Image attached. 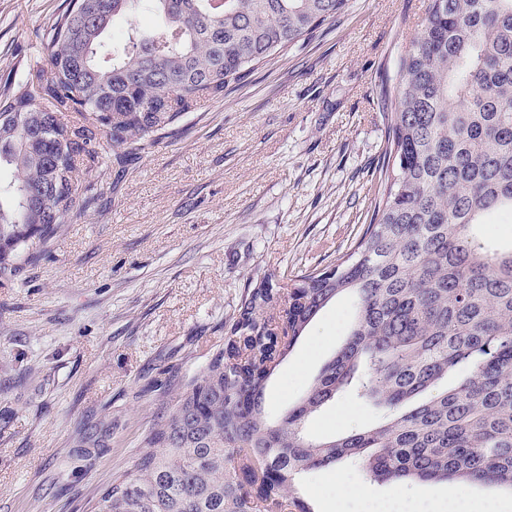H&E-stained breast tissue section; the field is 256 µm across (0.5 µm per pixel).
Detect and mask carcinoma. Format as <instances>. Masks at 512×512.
<instances>
[{
  "instance_id": "cac0c4a2",
  "label": "carcinoma",
  "mask_w": 512,
  "mask_h": 512,
  "mask_svg": "<svg viewBox=\"0 0 512 512\" xmlns=\"http://www.w3.org/2000/svg\"><path fill=\"white\" fill-rule=\"evenodd\" d=\"M347 5L69 0L42 35L47 77L0 87V278L19 276L90 204L74 161L86 157L89 176L102 168L99 131L123 164ZM394 89L370 223L336 265L299 270L285 292L274 273L245 290L224 348L184 380L95 512H315L298 477L341 461L382 483L512 488V248L473 230L512 210V0H431ZM72 109L92 127L70 130L60 115ZM342 294L357 299L347 342L270 420L267 381ZM347 389L379 410L377 424L309 438V417Z\"/></svg>"
}]
</instances>
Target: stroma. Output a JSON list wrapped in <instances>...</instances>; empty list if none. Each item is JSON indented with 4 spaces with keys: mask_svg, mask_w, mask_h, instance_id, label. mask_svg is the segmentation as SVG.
Listing matches in <instances>:
<instances>
[{
    "mask_svg": "<svg viewBox=\"0 0 512 512\" xmlns=\"http://www.w3.org/2000/svg\"><path fill=\"white\" fill-rule=\"evenodd\" d=\"M430 0H349L334 21L202 102L147 153L93 176V203L17 277L0 279V512H92L133 470L180 388L224 345L257 274L335 265L369 223L399 59ZM65 0H0V83L45 77L41 36ZM350 297L329 303L275 370L270 418L304 395L345 343ZM347 392L312 415L325 438L372 425ZM358 495L439 496L348 463L299 481L316 512Z\"/></svg>",
    "mask_w": 512,
    "mask_h": 512,
    "instance_id": "1",
    "label": "stroma"
}]
</instances>
